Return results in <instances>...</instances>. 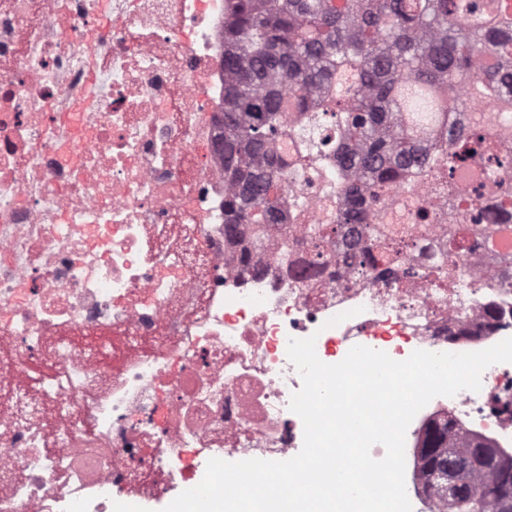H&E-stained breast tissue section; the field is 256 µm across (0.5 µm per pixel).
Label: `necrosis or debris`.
Instances as JSON below:
<instances>
[{"instance_id": "4bbe7bcc", "label": "necrosis or debris", "mask_w": 512, "mask_h": 512, "mask_svg": "<svg viewBox=\"0 0 512 512\" xmlns=\"http://www.w3.org/2000/svg\"><path fill=\"white\" fill-rule=\"evenodd\" d=\"M227 0H0V512H110L195 487L210 459L283 461L292 338L478 352L512 337V246L463 281L243 272L224 239ZM336 326L328 321L336 315ZM512 447V363L409 424Z\"/></svg>"}]
</instances>
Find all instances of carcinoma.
Instances as JSON below:
<instances>
[{"instance_id": "carcinoma-1", "label": "carcinoma", "mask_w": 512, "mask_h": 512, "mask_svg": "<svg viewBox=\"0 0 512 512\" xmlns=\"http://www.w3.org/2000/svg\"><path fill=\"white\" fill-rule=\"evenodd\" d=\"M229 0L224 21V238L251 235L260 246L274 228L277 259L288 266L287 206H307L318 188L322 218L301 233L309 266L399 280L397 267L418 246L436 213L420 205L410 224L381 216L389 193L448 192L441 230L450 263L406 274L455 282V257L470 237L491 239L512 226V112H483L512 102V0ZM292 138L299 160L288 167L276 143ZM452 421L426 428L421 447L463 461L424 485L444 512H512V455L472 453L476 440L455 437ZM479 492L453 504L448 483Z\"/></svg>"}]
</instances>
